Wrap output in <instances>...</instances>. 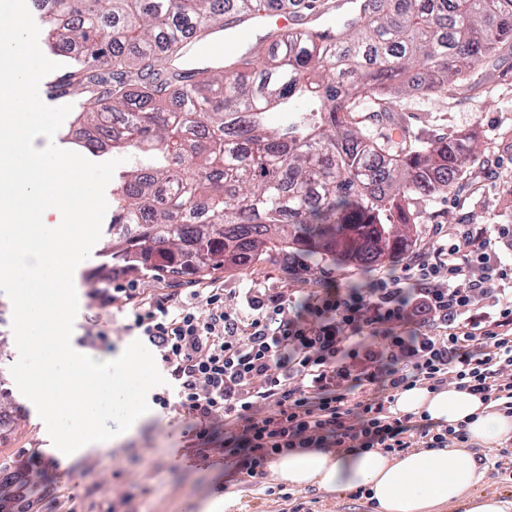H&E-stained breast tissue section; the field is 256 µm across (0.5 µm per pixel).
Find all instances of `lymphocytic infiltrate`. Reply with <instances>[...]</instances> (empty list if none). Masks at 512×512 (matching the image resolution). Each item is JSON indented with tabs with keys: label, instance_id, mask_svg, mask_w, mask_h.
I'll return each instance as SVG.
<instances>
[{
	"label": "lymphocytic infiltrate",
	"instance_id": "obj_1",
	"mask_svg": "<svg viewBox=\"0 0 512 512\" xmlns=\"http://www.w3.org/2000/svg\"><path fill=\"white\" fill-rule=\"evenodd\" d=\"M226 307L178 294L153 300L136 280L100 289L157 352L174 394L162 409L193 421L189 449L248 477L296 448L336 452L466 446L464 425L398 415L399 392L451 384L512 417V226L460 224L412 253L401 272L347 282L325 274L299 293L247 289Z\"/></svg>",
	"mask_w": 512,
	"mask_h": 512
}]
</instances>
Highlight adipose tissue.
<instances>
[{
	"instance_id": "1",
	"label": "adipose tissue",
	"mask_w": 512,
	"mask_h": 512,
	"mask_svg": "<svg viewBox=\"0 0 512 512\" xmlns=\"http://www.w3.org/2000/svg\"><path fill=\"white\" fill-rule=\"evenodd\" d=\"M403 412H427L437 421L465 424L472 441L491 445L512 434V417L489 411L478 397L458 389L400 392ZM274 475L292 486L317 484L339 491L366 490L376 512H433L443 504L462 512H507L511 503L476 494L484 474L474 463L447 448L413 451L393 458L373 450L331 455L321 448H298L278 456Z\"/></svg>"
}]
</instances>
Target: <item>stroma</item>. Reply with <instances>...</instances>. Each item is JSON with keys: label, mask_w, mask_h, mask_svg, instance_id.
Listing matches in <instances>:
<instances>
[{"label": "stroma", "mask_w": 512, "mask_h": 512, "mask_svg": "<svg viewBox=\"0 0 512 512\" xmlns=\"http://www.w3.org/2000/svg\"><path fill=\"white\" fill-rule=\"evenodd\" d=\"M396 120L413 143L450 136L476 135L478 160L468 163L453 190L421 198L414 207L422 215L409 229L411 244L431 240L438 229L454 224L512 225V42L500 45L482 59L467 77L447 92L423 96L396 95ZM337 278L360 272L355 262L341 257H299L296 249L260 258L246 266H227L206 276L174 273L168 269L117 265L103 267L99 257L80 264L74 274L78 311L71 346L92 352L103 361L118 357L134 340L128 310L100 308L98 289L125 280H137L145 295L159 297L170 290L209 285L223 289L227 304H239V289L249 286L275 291L301 288L320 280L324 271ZM107 332L110 346L88 350L82 339ZM0 409L12 415L0 429V484L15 478L22 460L37 457L32 512H55L57 497L67 498L74 512H373L367 498L318 485L292 491L291 498L268 494L276 485L273 474L250 478L224 465L221 455L208 461L181 456L187 424L181 415L150 405L148 417L117 443L75 459L60 457L32 404L6 379Z\"/></svg>", "instance_id": "stroma-1"}]
</instances>
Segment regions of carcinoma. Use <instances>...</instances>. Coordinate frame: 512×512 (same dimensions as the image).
I'll use <instances>...</instances> for the list:
<instances>
[{"instance_id":"cac0c4a2","label":"carcinoma","mask_w":512,"mask_h":512,"mask_svg":"<svg viewBox=\"0 0 512 512\" xmlns=\"http://www.w3.org/2000/svg\"><path fill=\"white\" fill-rule=\"evenodd\" d=\"M42 2L45 44L73 56L54 89L96 94L75 113L78 145L129 158L112 192V260L201 274L287 248L362 265L404 251L412 201L451 191L477 154L469 134L419 148L394 138L391 96L444 91L512 41V0H354L327 40L304 19L334 0ZM263 3L304 31L188 70L185 34L232 30Z\"/></svg>"}]
</instances>
